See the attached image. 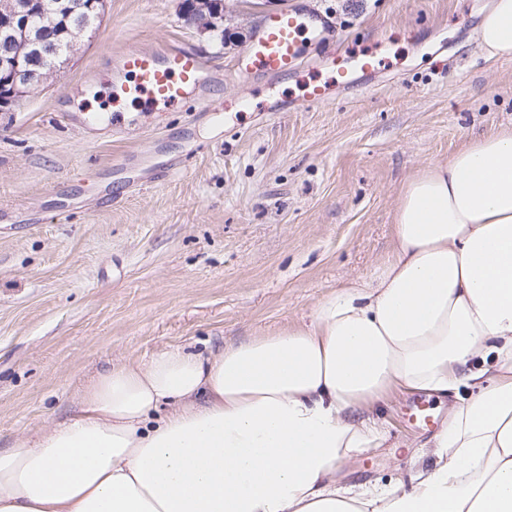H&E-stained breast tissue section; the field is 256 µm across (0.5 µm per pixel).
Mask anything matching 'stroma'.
Returning a JSON list of instances; mask_svg holds the SVG:
<instances>
[{"label":"stroma","mask_w":512,"mask_h":512,"mask_svg":"<svg viewBox=\"0 0 512 512\" xmlns=\"http://www.w3.org/2000/svg\"><path fill=\"white\" fill-rule=\"evenodd\" d=\"M290 0H224L223 37L183 0H105L45 85L0 110V448L65 422L97 372L170 346L216 351L308 321L316 302L393 250L407 178L512 126V59L478 42L494 0H319L336 40L386 58L327 105L266 118L299 76L237 71L260 23ZM188 45L222 69L212 112L113 102L112 58ZM110 106L111 125L65 122ZM398 393L392 440L421 446ZM410 452L372 448L345 483L384 484Z\"/></svg>","instance_id":"stroma-1"}]
</instances>
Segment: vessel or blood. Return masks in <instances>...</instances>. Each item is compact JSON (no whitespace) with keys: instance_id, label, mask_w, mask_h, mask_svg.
Wrapping results in <instances>:
<instances>
[{"instance_id":"b4317fda","label":"vessel or blood","mask_w":512,"mask_h":512,"mask_svg":"<svg viewBox=\"0 0 512 512\" xmlns=\"http://www.w3.org/2000/svg\"><path fill=\"white\" fill-rule=\"evenodd\" d=\"M335 40L334 18L317 0H293L256 30L243 68L253 78L269 81L313 72L323 64L335 73L340 85L349 83L355 73L379 71L374 56L336 48ZM112 70V97L116 100L174 104L194 98L203 102L224 82L223 70L207 66L191 48L180 45L128 48L113 59ZM332 86L318 80L305 82L302 105H324L331 98Z\"/></svg>"}]
</instances>
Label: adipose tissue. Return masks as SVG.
<instances>
[{
    "instance_id": "ef3b65f1",
    "label": "adipose tissue",
    "mask_w": 512,
    "mask_h": 512,
    "mask_svg": "<svg viewBox=\"0 0 512 512\" xmlns=\"http://www.w3.org/2000/svg\"><path fill=\"white\" fill-rule=\"evenodd\" d=\"M478 36L512 58V0ZM392 224L390 258L309 322L99 371L75 417L0 448V512H512V128L420 167ZM462 385L415 469L339 485L390 447L393 392Z\"/></svg>"
}]
</instances>
